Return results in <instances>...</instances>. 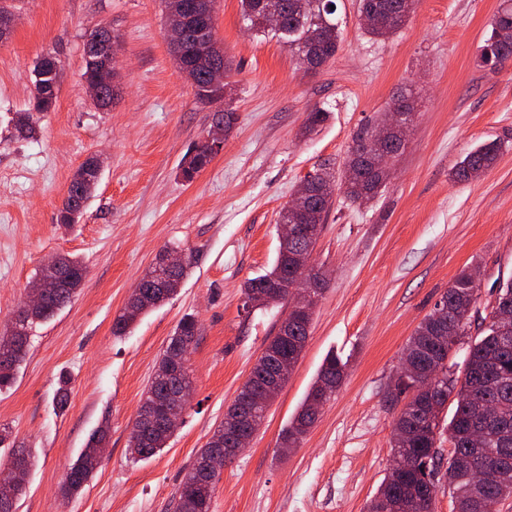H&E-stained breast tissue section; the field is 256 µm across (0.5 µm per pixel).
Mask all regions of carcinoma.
Wrapping results in <instances>:
<instances>
[{
	"label": "carcinoma",
	"mask_w": 512,
	"mask_h": 512,
	"mask_svg": "<svg viewBox=\"0 0 512 512\" xmlns=\"http://www.w3.org/2000/svg\"><path fill=\"white\" fill-rule=\"evenodd\" d=\"M336 0H276L275 7L280 16L277 27H268L263 21L261 0H240L243 20L253 30L273 33L283 39L288 48L305 42L318 64L329 61L338 49V28L334 21ZM417 0H359V11L375 12L384 22L367 27L375 37H388L396 33L415 11ZM489 37L481 47V61L495 69L501 63L506 47L512 48V0H503L495 14ZM215 40V25L203 30H191L188 44L198 53ZM188 75L198 99L210 92L209 72L188 61ZM58 74L51 70L50 56L39 59L32 70V111L18 112L14 118L17 132L32 138L36 127L33 113L48 112L56 104L53 88ZM403 147L400 137L395 135L383 147V164L379 165L354 151H348L343 162L335 169L321 165L313 170L308 184V196L303 207L284 216L290 224H311L313 231L295 238L288 249L279 251L271 270L250 279L243 289L245 305L261 309L285 302L280 288L295 280L298 267L296 257L314 246L322 225L334 206L336 191L343 192L352 204L369 203L378 194L389 177L390 161L396 158ZM501 150L496 141L485 143L469 152L456 169L461 180H474L488 171ZM212 160L211 153L194 147L181 165L182 179L201 172ZM97 177L71 181L70 195L66 198L61 213L73 212L72 201H88L95 190ZM173 251L168 246L159 251L148 272L138 282L139 294L130 295L124 311L112 324V334L122 336L138 318L177 293L190 261L174 273L172 280L159 287L154 278L164 272L162 262L166 253ZM85 278V267L76 257L58 255L50 258L41 268L38 279L43 281L46 292L45 303L26 314V331L33 326L53 318L71 302ZM479 288L470 279L469 270H463L448 287L433 310L416 327L407 348L415 352L420 361L440 354L442 349L452 350L467 335L472 318L478 315ZM496 309L502 315L498 319L488 315L477 323L478 334L469 345L461 372L445 366L442 378L436 383L433 393L400 412L394 422L393 452L405 460L407 469L401 474H389L390 483L381 485L370 501L367 512H417L416 501L423 499L432 506L437 489L431 479L434 465L442 464L443 457L430 454L434 447L428 428L448 430V441L455 448L452 461L445 475L451 489L455 512H498V507L512 499V335L505 336L502 329L512 327V279L496 287ZM311 321L293 312L288 313V335H275L263 351L265 364L252 368V383L262 380L264 366L277 364L282 359L294 364L300 358L309 338ZM200 333L198 321L193 315H185L176 326L168 344L160 354L153 377L145 391L144 400L164 404L170 394L192 384L187 367L190 347ZM29 336L15 335V325L0 336V391L11 388L16 379V369L25 359ZM346 371V362L331 353L326 356L316 380L310 387L300 410L288 423L282 434V447L295 448L314 424L318 416L313 408V399L322 396L331 399V393L341 385ZM71 380L61 375L54 401L60 412L68 405ZM456 395V405L451 418H446L445 409L450 395ZM222 444L225 448L234 445V435L251 425L237 419L236 406L230 405L224 413ZM174 434L166 430L147 426L136 419L131 431L128 448L135 457L148 458L155 455ZM106 432L98 430L89 438L86 448L69 468L71 479L65 483V495L80 491L100 464V448ZM212 449L204 447L197 453L191 469L182 480L176 499L175 512H210L208 505L215 485L204 488L199 485L202 463ZM488 467L497 473V478L483 486L474 484L473 470Z\"/></svg>",
	"instance_id": "1"
}]
</instances>
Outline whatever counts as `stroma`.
<instances>
[{
	"mask_svg": "<svg viewBox=\"0 0 512 512\" xmlns=\"http://www.w3.org/2000/svg\"><path fill=\"white\" fill-rule=\"evenodd\" d=\"M18 24L0 42V333L41 265L71 255L87 268L76 297L37 325L13 386L0 392V426L31 449L18 512H173L198 451L223 422L288 309H248L242 288L266 273L280 245L278 216L304 176L346 157L361 127L403 89L416 116L368 206L337 197L313 250L325 275L308 344L248 448L219 475L210 512H367L392 460L402 404L391 386L404 348L456 275L477 267L480 302L512 277V63H480L500 0H419L406 25L371 37L358 0H337L341 40L316 74L303 75L282 43L247 30L239 0H218L215 36L231 63L236 121L192 182L184 156L223 102L198 101L165 39L160 0H14ZM120 42L111 107L83 86L84 42L96 25ZM57 55L54 109L36 138H18L15 113L32 100L30 72ZM327 113L303 134L308 112ZM502 150L480 179L454 170L480 144ZM101 159L78 222L58 216L87 157ZM175 244L192 264L173 298L116 336L112 322L158 251ZM195 315L188 355L193 399L166 448L133 459L128 440L160 354L179 320ZM348 362L335 397L300 446L280 448L323 359ZM70 404L58 412L60 375ZM106 429L100 467L63 499L66 473L92 433Z\"/></svg>",
	"mask_w": 512,
	"mask_h": 512,
	"instance_id": "obj_1",
	"label": "stroma"
}]
</instances>
